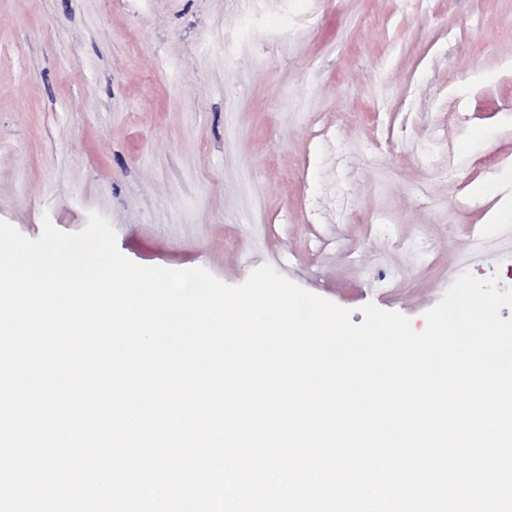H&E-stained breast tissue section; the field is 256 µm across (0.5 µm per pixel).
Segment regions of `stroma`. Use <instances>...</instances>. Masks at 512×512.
<instances>
[{
  "mask_svg": "<svg viewBox=\"0 0 512 512\" xmlns=\"http://www.w3.org/2000/svg\"><path fill=\"white\" fill-rule=\"evenodd\" d=\"M247 5L0 0V220L96 211L138 265L267 264L356 324L511 286L512 0Z\"/></svg>",
  "mask_w": 512,
  "mask_h": 512,
  "instance_id": "stroma-1",
  "label": "stroma"
}]
</instances>
